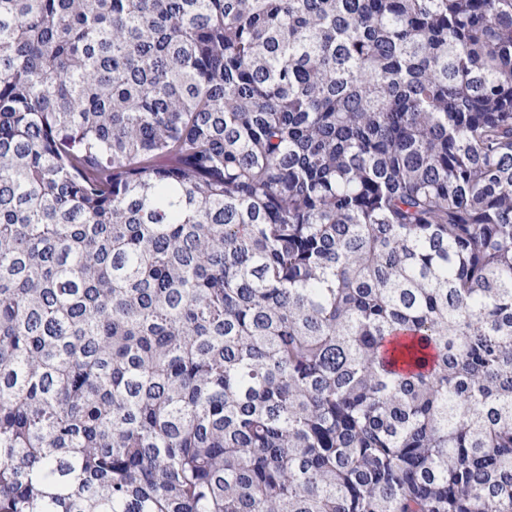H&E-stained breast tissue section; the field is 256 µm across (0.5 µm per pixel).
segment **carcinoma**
I'll return each mask as SVG.
<instances>
[{"mask_svg":"<svg viewBox=\"0 0 512 512\" xmlns=\"http://www.w3.org/2000/svg\"><path fill=\"white\" fill-rule=\"evenodd\" d=\"M0 512H512V0H0Z\"/></svg>","mask_w":512,"mask_h":512,"instance_id":"carcinoma-1","label":"carcinoma"}]
</instances>
